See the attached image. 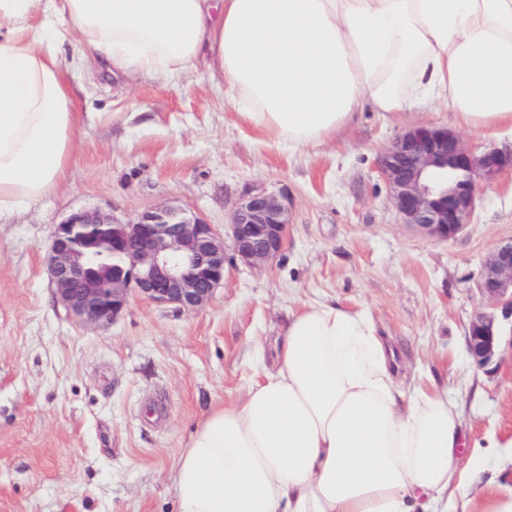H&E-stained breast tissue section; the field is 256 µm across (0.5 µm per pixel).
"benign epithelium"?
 Returning <instances> with one entry per match:
<instances>
[{
  "instance_id": "1",
  "label": "benign epithelium",
  "mask_w": 512,
  "mask_h": 512,
  "mask_svg": "<svg viewBox=\"0 0 512 512\" xmlns=\"http://www.w3.org/2000/svg\"><path fill=\"white\" fill-rule=\"evenodd\" d=\"M512 171V150L466 148L446 127L406 129L380 158V171L404 223L450 239L468 224L477 189ZM288 210L272 194L239 200L231 222L219 232L174 203L121 222L100 209H85L55 225L47 272L66 309L83 323L99 325L120 315L131 293L159 304L194 311L208 304L224 283L228 253L260 265L283 249ZM479 288L505 319L512 320V240L495 248ZM468 351L478 367L500 351L495 315L479 313L468 331Z\"/></svg>"
}]
</instances>
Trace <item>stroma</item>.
Wrapping results in <instances>:
<instances>
[{"mask_svg":"<svg viewBox=\"0 0 512 512\" xmlns=\"http://www.w3.org/2000/svg\"><path fill=\"white\" fill-rule=\"evenodd\" d=\"M63 61L80 111L74 161L54 192L0 221V512H175L170 475L196 425L277 366L291 313L333 301L367 312L408 384L448 386L467 434H512V328L477 367L478 283L512 239V175L478 190L454 238L404 224L378 168L406 128L451 125L446 95L409 112L361 108L323 144L291 148L241 124L222 78L133 85ZM268 193L290 218L283 251L225 266L204 307L132 297L102 325L78 322L45 267L55 224L84 208L123 222L175 203L223 229L242 197Z\"/></svg>","mask_w":512,"mask_h":512,"instance_id":"stroma-1","label":"stroma"}]
</instances>
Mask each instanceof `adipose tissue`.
Instances as JSON below:
<instances>
[{
    "label": "adipose tissue",
    "mask_w": 512,
    "mask_h": 512,
    "mask_svg": "<svg viewBox=\"0 0 512 512\" xmlns=\"http://www.w3.org/2000/svg\"><path fill=\"white\" fill-rule=\"evenodd\" d=\"M68 42L118 78L221 75L238 120L282 144L441 92L461 125L512 129V0H0V216L72 163ZM393 361L363 313L295 312L276 369L188 439L177 512H471L488 486L489 512H512V436L470 438L447 385L404 388Z\"/></svg>",
    "instance_id": "obj_1"
}]
</instances>
